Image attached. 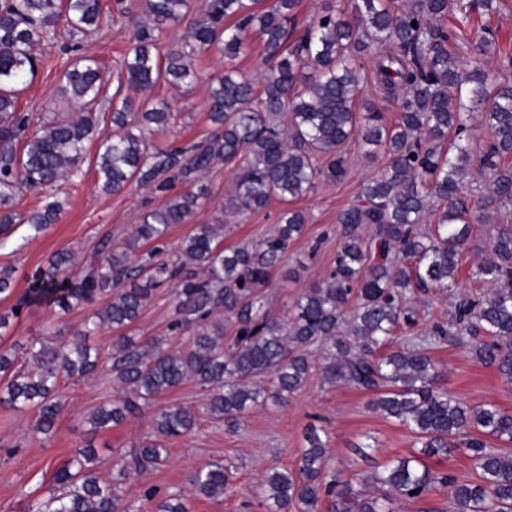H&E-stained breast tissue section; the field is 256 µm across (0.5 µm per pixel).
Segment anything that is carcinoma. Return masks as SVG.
I'll use <instances>...</instances> for the list:
<instances>
[{
    "label": "carcinoma",
    "mask_w": 512,
    "mask_h": 512,
    "mask_svg": "<svg viewBox=\"0 0 512 512\" xmlns=\"http://www.w3.org/2000/svg\"><path fill=\"white\" fill-rule=\"evenodd\" d=\"M299 0H0V224L15 223L13 199L21 188L43 190L79 175L96 145L94 165L105 192L135 182L165 194L120 248L109 238L96 257L75 273L71 255L56 254L31 277L28 299L69 312L100 299L106 303L90 327L69 342L47 337L16 352H0V403L38 411L36 433L47 435L64 402V378L92 374L107 360L117 386L112 399L89 416L93 432L137 418L188 381L207 390L205 403L161 408L151 432L116 457L111 478L96 465L92 441L55 469L47 495L27 512H130L118 490L131 476L161 466L165 442L188 435L200 415L235 429L252 407L279 405L311 375L310 348L323 360L326 381L345 382L371 396L370 404L419 439L427 457L467 451L476 480L434 472L421 459L401 458L362 478L366 492L348 480H326L329 452L311 429L298 470L273 468L258 484L267 512H318L334 498L332 512H399V504L423 499L436 486L450 489L448 512H512V453L488 442L512 444V413L493 404L472 407L438 385L440 368L413 338L397 339L417 326L410 295L429 289L453 291L472 232L474 190L468 172L488 178L491 195L480 205L512 206V57L493 71L478 62L456 63L448 46L463 43L471 57L490 47L491 29L470 33L448 27V14L467 22L470 11L491 13L493 0H354L351 13L329 8L300 26ZM116 17L132 25L109 113L112 132L98 136L107 88L98 62L78 55L62 65L58 92L77 108L70 119L32 126L18 106L22 87L45 64L41 46L68 42L108 26ZM185 24L175 37L171 30ZM263 46L266 70L255 81L234 61L248 38ZM223 45L228 67L208 95V117L217 132L208 140L163 150L147 133L164 130L176 116L166 99L149 97L157 84L188 86L198 80L196 53ZM372 67L377 90L398 96L399 116L389 124L361 105L363 71ZM488 133L473 149L476 131ZM373 159L384 158L379 176L360 185L356 203L336 219L341 243L322 284L307 290L282 322L264 308L261 289L307 223L286 208L270 236L253 245L223 246L224 225L198 224L181 243L175 262L160 258L173 224H182L208 196L202 175L218 162L240 161L224 212L264 209L272 196L288 204L322 182L346 175L350 142ZM190 189L171 193L174 183ZM60 204L45 197L24 218L41 229L56 221ZM368 228V237L361 235ZM493 257L473 275L491 282L492 293L460 299L448 324L429 335L444 340L484 335L474 358L512 382V226L502 221L490 243ZM175 284L171 330L194 331L191 346L174 349L156 338L137 340L122 332L133 325L154 292ZM217 314H230L237 336L224 345ZM107 325L119 334L102 357L86 337ZM229 468L214 462L196 469L197 496L224 495ZM155 512H189L184 498H160Z\"/></svg>",
    "instance_id": "carcinoma-1"
}]
</instances>
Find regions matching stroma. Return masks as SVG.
<instances>
[{
	"instance_id": "1",
	"label": "stroma",
	"mask_w": 512,
	"mask_h": 512,
	"mask_svg": "<svg viewBox=\"0 0 512 512\" xmlns=\"http://www.w3.org/2000/svg\"><path fill=\"white\" fill-rule=\"evenodd\" d=\"M485 22L491 23L496 33V49L485 57L492 67L499 53H512V0H498L491 17L473 13V25ZM129 36L124 20L117 19L110 26L80 37L85 52L103 64L108 90L117 86V64L128 46ZM44 55L46 65L19 96L20 109L30 114L35 125L66 118L72 112L57 92L56 68L60 60L56 48L45 46ZM224 64L223 52L211 48L195 57L199 79L194 85L177 89L161 84L154 89V96L168 99L177 112L165 132L153 135L155 145L170 149L207 139L214 133L207 112L208 88L212 76L222 72ZM346 156L347 176L343 181L318 185L315 191L293 203L294 208L305 212L307 224L264 289L265 307L278 318H288L300 295L322 284L340 242L337 213L354 202L363 181L378 176L382 170L381 161L365 158L356 144L347 146ZM82 171L81 177L54 189L53 195L61 204L56 223L39 232L22 222L0 228V267L16 270L13 296L0 303V313L9 318L8 328L0 333L2 349L26 345L56 328L68 335L82 330L94 313V306H79L65 314L46 305H29L19 307V315H12V306H18L17 300L27 288L28 276L46 266L55 253H73L83 263L104 237L123 243L143 214L163 201L161 194L135 184L115 194L104 193L93 167L83 166ZM233 176L232 165L224 163L208 172L205 182L209 195L185 223L171 225L164 244L165 258H178L182 240L198 224L223 223L224 243L233 247L257 242L274 232L284 208L279 199H272L258 212L222 214L224 196ZM493 233V225L473 224L454 293L434 290L413 296L412 304L418 315L415 336H425L434 323L447 322L457 297L477 299L491 293V285L473 278L471 270L475 264L491 259L488 244ZM173 318L171 291L159 289L137 320L134 334L141 339L160 338L187 347L188 334L169 330ZM470 345L467 336L429 345L427 352L442 371L441 387L470 406L491 403L512 413V383L502 379L493 367L477 362L470 353ZM114 389L111 375L103 366L98 367L95 375L64 382L61 392L66 404L47 438L34 431L36 409L16 410L0 404V512H26L32 502L43 496L54 468L85 441H92L97 448L99 468L106 473L118 453L150 433L152 416L147 413L111 430L89 434V415L111 398ZM369 400L368 394L346 383L330 384L323 381L320 372H312L304 387L287 403L250 409L236 432L226 431L223 422L201 418L191 434L168 442L169 458L162 467L127 479L122 495L133 512H151L152 503L143 498L144 489L150 486L164 495L176 493L188 498L193 512H266L256 497L258 482L275 466L296 470L306 446L305 436L314 426L323 429L329 442L327 474L342 473L355 485L362 476L382 469L394 459L419 456L416 435L374 411ZM213 462L230 467L228 489L216 499L194 496L190 473Z\"/></svg>"
}]
</instances>
